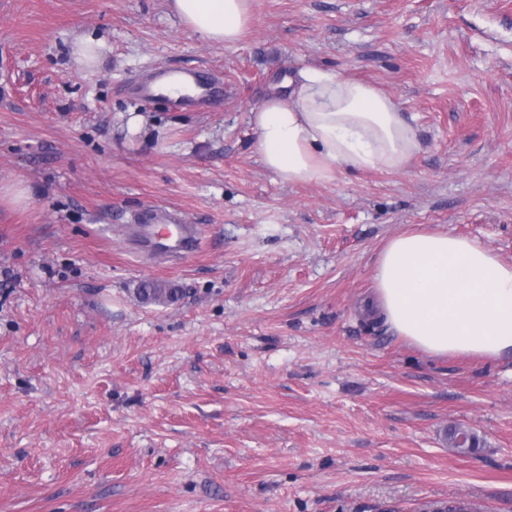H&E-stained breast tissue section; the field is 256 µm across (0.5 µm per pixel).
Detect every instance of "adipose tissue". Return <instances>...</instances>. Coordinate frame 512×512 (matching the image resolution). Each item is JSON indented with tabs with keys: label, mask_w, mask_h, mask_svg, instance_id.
Here are the masks:
<instances>
[{
	"label": "adipose tissue",
	"mask_w": 512,
	"mask_h": 512,
	"mask_svg": "<svg viewBox=\"0 0 512 512\" xmlns=\"http://www.w3.org/2000/svg\"><path fill=\"white\" fill-rule=\"evenodd\" d=\"M185 27L216 45L237 43L252 0H168ZM251 111L255 149L282 181L330 182L340 167L407 169L415 128L371 84L316 67L300 69ZM373 315L435 356L512 355V265L478 241L409 230L382 248Z\"/></svg>",
	"instance_id": "1"
}]
</instances>
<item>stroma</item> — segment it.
I'll list each match as a JSON object with an SVG mask.
<instances>
[{
    "mask_svg": "<svg viewBox=\"0 0 512 512\" xmlns=\"http://www.w3.org/2000/svg\"><path fill=\"white\" fill-rule=\"evenodd\" d=\"M159 66L210 71L220 105L140 102ZM306 66L394 100L421 143L406 171L263 166L250 112ZM9 183L28 198L0 201V512H512V359L432 356L366 312L411 228L512 264V0H253L230 46L167 0H0ZM157 206L197 225L194 255L136 253ZM102 46L93 37L78 36L72 44V55L80 66L91 67L98 63Z\"/></svg>",
    "mask_w": 512,
    "mask_h": 512,
    "instance_id": "35a3bbf8",
    "label": "stroma"
}]
</instances>
